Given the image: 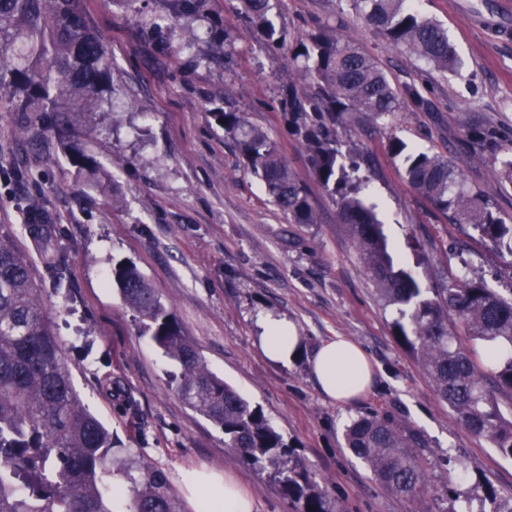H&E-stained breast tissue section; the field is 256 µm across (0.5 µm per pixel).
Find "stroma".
<instances>
[{"label": "stroma", "instance_id": "stroma-1", "mask_svg": "<svg viewBox=\"0 0 512 512\" xmlns=\"http://www.w3.org/2000/svg\"><path fill=\"white\" fill-rule=\"evenodd\" d=\"M483 0H417L423 15L448 32L462 62L440 72L385 41L349 0H280L276 8L291 36L328 24L356 39L392 83L413 84L432 102L378 123L339 128V135L372 160L365 195L378 207L395 260L430 288L446 285L465 245L472 275L500 292L512 288V258L449 222L403 180L388 153L399 138L447 156L468 189L489 195L512 218V185L501 183L491 159L465 152L461 141L480 118L512 138V42L474 28L470 12ZM235 0H210L194 26L198 46L177 56L183 22L169 21V46L152 33L157 0H82L89 27L103 41L112 72L133 110L99 113L74 137L100 162L101 181L86 187L53 133L24 136L22 118L0 102V225L31 258L32 276L61 336L84 405L111 430L124 456L162 467L171 485L183 472L208 467L232 475L261 512H291L277 486L224 446V433L171 390L172 365L143 336L136 313L112 286V270L134 264L170 309L209 369L232 385L328 480L344 512H448L447 497L418 504L385 492L346 448L350 420L375 413L420 436L432 484L444 485L456 459L497 488L512 487V460L472 435L436 394L416 360L396 341L393 307L368 278L335 201L313 174L306 150L279 108L288 56L267 50L233 11ZM230 37L213 43L211 19ZM233 84L236 107L267 132L302 181L315 224H292L263 184L247 173L237 149L209 114ZM25 172L15 181L14 169ZM49 210L63 230L65 281L56 287L35 241L24 234L29 201ZM285 316L303 353L290 364L268 361L257 345L260 314ZM342 335L357 343L373 367L369 388L342 405L318 389L309 359L319 343Z\"/></svg>", "mask_w": 512, "mask_h": 512}]
</instances>
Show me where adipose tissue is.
<instances>
[{"label": "adipose tissue", "mask_w": 512, "mask_h": 512, "mask_svg": "<svg viewBox=\"0 0 512 512\" xmlns=\"http://www.w3.org/2000/svg\"><path fill=\"white\" fill-rule=\"evenodd\" d=\"M257 327V342L267 359L288 363L300 354L299 338L287 319L267 314L259 319ZM311 372L322 392L339 403L358 397L372 380L366 355L342 336L322 342L311 359ZM181 488L194 512H258L253 495L229 475L190 470L184 474Z\"/></svg>", "instance_id": "obj_1"}]
</instances>
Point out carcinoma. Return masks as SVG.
I'll return each instance as SVG.
<instances>
[{"mask_svg": "<svg viewBox=\"0 0 512 512\" xmlns=\"http://www.w3.org/2000/svg\"><path fill=\"white\" fill-rule=\"evenodd\" d=\"M163 2L167 15L178 20L208 13V0ZM351 2L394 46L438 71L456 68L448 32L409 0ZM273 9V0H236L235 6L268 49L288 46L280 100L288 127L308 152L318 182L336 201L378 295L396 308L395 336L465 428L512 459V292L504 295L470 275L452 276L443 288H427L411 270L395 264L377 205L362 195L361 164L336 131L338 124L425 111L430 101L414 85L395 87L353 39L342 40L321 27L289 40L287 28L275 24ZM301 81L311 85V92H299ZM119 93L105 47L90 30L80 0H0V100L21 114L22 133L65 136L76 116L116 111ZM233 94L231 88L224 92V107L211 117L289 223H318L305 185L268 134L232 108ZM464 144L499 162L498 179L512 184V142H503L496 128L476 121ZM388 152L417 194L452 223L469 225L512 257V224L491 198L464 187L462 174L447 158L410 148L398 138L390 139ZM21 231L50 255L46 273L59 278L61 231L51 214L30 203ZM112 277L125 306L140 316L144 334L178 366L179 372L170 375L171 389L224 432L225 447L272 480L295 512H338L326 480L309 470L260 408L209 370L137 268L119 265ZM461 329L470 337L468 347L459 343ZM483 349L498 352L494 365L480 363ZM345 444L392 495L416 500L445 494L453 503L449 512H512V489H498L483 478L467 492L451 479L432 487L418 452L420 439L377 415L352 419ZM116 472L131 484L129 512H184L163 469L112 455L109 429L85 407L73 383L62 343L33 283L30 259L0 234V512H112Z\"/></svg>", "mask_w": 512, "mask_h": 512, "instance_id": "1", "label": "carcinoma"}]
</instances>
